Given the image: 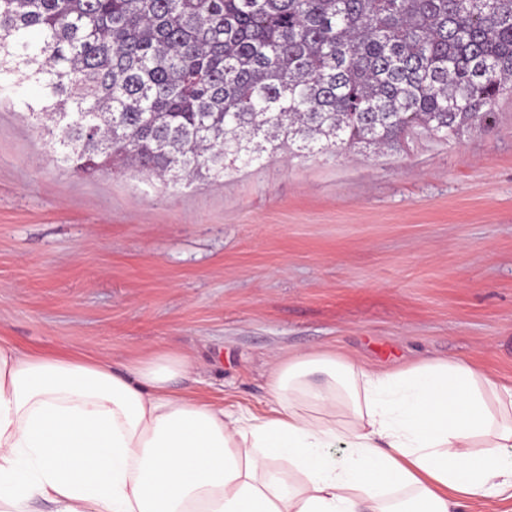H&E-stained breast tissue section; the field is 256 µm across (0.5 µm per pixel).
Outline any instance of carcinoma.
<instances>
[{
  "mask_svg": "<svg viewBox=\"0 0 512 512\" xmlns=\"http://www.w3.org/2000/svg\"><path fill=\"white\" fill-rule=\"evenodd\" d=\"M34 79L78 172L490 129L512 93V0H0V75Z\"/></svg>",
  "mask_w": 512,
  "mask_h": 512,
  "instance_id": "cac0c4a2",
  "label": "carcinoma"
}]
</instances>
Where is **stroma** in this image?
Listing matches in <instances>:
<instances>
[{"label":"stroma","instance_id":"obj_1","mask_svg":"<svg viewBox=\"0 0 512 512\" xmlns=\"http://www.w3.org/2000/svg\"><path fill=\"white\" fill-rule=\"evenodd\" d=\"M38 93H0V337L117 365L186 353L184 393L258 413L301 352L512 382V94L489 130L175 179L73 172L22 110Z\"/></svg>","mask_w":512,"mask_h":512}]
</instances>
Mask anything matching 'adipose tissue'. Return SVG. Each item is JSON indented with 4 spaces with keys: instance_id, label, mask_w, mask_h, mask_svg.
I'll list each match as a JSON object with an SVG mask.
<instances>
[{
    "instance_id": "ef3b65f1",
    "label": "adipose tissue",
    "mask_w": 512,
    "mask_h": 512,
    "mask_svg": "<svg viewBox=\"0 0 512 512\" xmlns=\"http://www.w3.org/2000/svg\"><path fill=\"white\" fill-rule=\"evenodd\" d=\"M189 355L120 365L0 338V512H457L512 499V384L300 353L256 414L186 396Z\"/></svg>"
}]
</instances>
